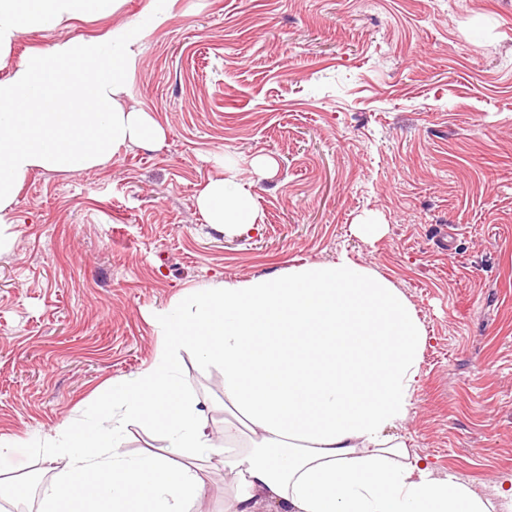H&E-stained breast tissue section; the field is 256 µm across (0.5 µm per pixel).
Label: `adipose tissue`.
Returning a JSON list of instances; mask_svg holds the SVG:
<instances>
[{
  "label": "adipose tissue",
  "mask_w": 512,
  "mask_h": 512,
  "mask_svg": "<svg viewBox=\"0 0 512 512\" xmlns=\"http://www.w3.org/2000/svg\"><path fill=\"white\" fill-rule=\"evenodd\" d=\"M115 0H0V64L33 28L110 12ZM147 29L132 21L104 39L62 41L13 64L0 79V226L33 171L77 173L121 149L162 143L165 129L130 102L126 78ZM197 196L206 224L227 236L255 231L256 197L236 173ZM162 343L153 363L112 381L87 422L42 439L0 438L13 449L66 457L42 489L44 512H196L205 482L194 463L218 456L230 477L224 512H498L451 474L411 453L395 430L413 411L426 333L405 294L376 269L339 254L282 276L195 289L191 310L155 315ZM191 348L224 370V442L206 432L197 398L174 367ZM123 408L115 416V408ZM149 425L166 454L127 459L118 436Z\"/></svg>",
  "instance_id": "ef3b65f1"
}]
</instances>
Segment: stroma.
I'll return each instance as SVG.
<instances>
[{"label":"stroma","instance_id":"obj_1","mask_svg":"<svg viewBox=\"0 0 512 512\" xmlns=\"http://www.w3.org/2000/svg\"><path fill=\"white\" fill-rule=\"evenodd\" d=\"M150 0L24 32L9 55L98 37ZM129 72L165 128L81 173L33 171L0 227V436L89 419L108 381L147 368L154 317L194 288L276 277L346 252L408 297L427 341L398 435L493 494L512 474V0H166ZM241 162L257 232L213 231L196 198ZM266 156L261 177L248 158ZM385 224L375 244L350 227ZM177 376L224 439V371L180 350ZM19 448L22 482L63 469Z\"/></svg>","mask_w":512,"mask_h":512}]
</instances>
